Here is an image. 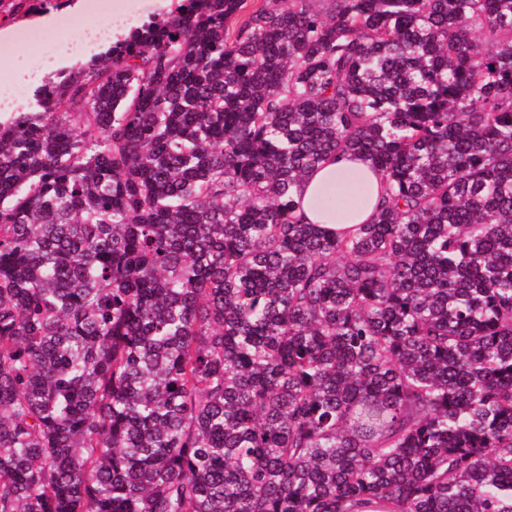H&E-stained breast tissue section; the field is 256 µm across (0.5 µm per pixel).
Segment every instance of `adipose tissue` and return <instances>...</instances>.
Wrapping results in <instances>:
<instances>
[{"mask_svg":"<svg viewBox=\"0 0 512 512\" xmlns=\"http://www.w3.org/2000/svg\"><path fill=\"white\" fill-rule=\"evenodd\" d=\"M67 11L82 20L77 40L79 55L91 56L102 45L113 42L124 34L126 22L121 7H113L111 16L106 17L99 13L93 0H73ZM347 178L361 185L364 193L356 207H353L349 220L340 223V230L353 229L369 220L381 196L380 180L368 159L360 155L346 154L322 163L297 187L295 199L304 222L323 223L321 205L324 199L335 192Z\"/></svg>","mask_w":512,"mask_h":512,"instance_id":"1","label":"adipose tissue"}]
</instances>
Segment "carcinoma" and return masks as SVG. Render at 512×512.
Here are the masks:
<instances>
[{"mask_svg": "<svg viewBox=\"0 0 512 512\" xmlns=\"http://www.w3.org/2000/svg\"><path fill=\"white\" fill-rule=\"evenodd\" d=\"M318 2L0 119V512H512V0ZM347 152L381 208L303 222ZM350 178L364 188V193L348 221L340 224L325 222L322 216L323 200L334 193L340 183ZM380 192V179L375 175L371 162L360 155L345 154L322 163L309 173L296 188L295 199L299 204L298 214L305 223L321 224L336 231L354 229L357 224L367 222L376 209Z\"/></svg>", "mask_w": 512, "mask_h": 512, "instance_id": "obj_1", "label": "carcinoma"}]
</instances>
